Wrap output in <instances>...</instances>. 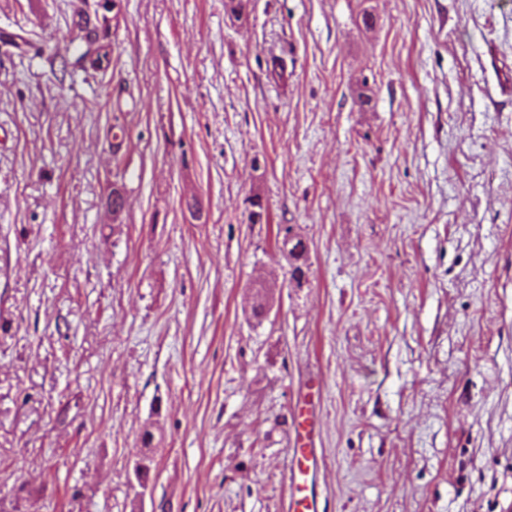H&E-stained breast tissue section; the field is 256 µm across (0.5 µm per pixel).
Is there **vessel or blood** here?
<instances>
[{"mask_svg":"<svg viewBox=\"0 0 512 512\" xmlns=\"http://www.w3.org/2000/svg\"><path fill=\"white\" fill-rule=\"evenodd\" d=\"M295 445L288 451L285 486L290 512H320V495L314 474L320 465L313 441V428L308 420H294Z\"/></svg>","mask_w":512,"mask_h":512,"instance_id":"b4317fda","label":"vessel or blood"}]
</instances>
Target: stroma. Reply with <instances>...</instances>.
I'll list each match as a JSON object with an SVG mask.
<instances>
[{
    "mask_svg": "<svg viewBox=\"0 0 512 512\" xmlns=\"http://www.w3.org/2000/svg\"><path fill=\"white\" fill-rule=\"evenodd\" d=\"M84 2L0 0V512H288L310 379L323 512H512V0H120L66 71ZM77 25L80 32L77 56L73 63L64 59L65 65L80 66V68L86 69L83 66L90 60L91 66L101 68L102 58L106 59L107 55L111 57L109 51L111 46V19H108L105 14L100 19L97 11H95L94 17H91L88 13H83L80 14ZM103 50H105V53H102ZM94 54L95 58L93 57ZM279 237H282L283 248L287 251L288 274L299 282L303 277L306 278L309 269L307 244L301 236L293 232L290 224L277 225V239ZM254 290L255 300L251 308L249 319L259 325L268 317L271 311L270 301L273 300V297L270 289L264 283L256 285Z\"/></svg>",
    "mask_w": 512,
    "mask_h": 512,
    "instance_id": "stroma-1",
    "label": "stroma"
}]
</instances>
